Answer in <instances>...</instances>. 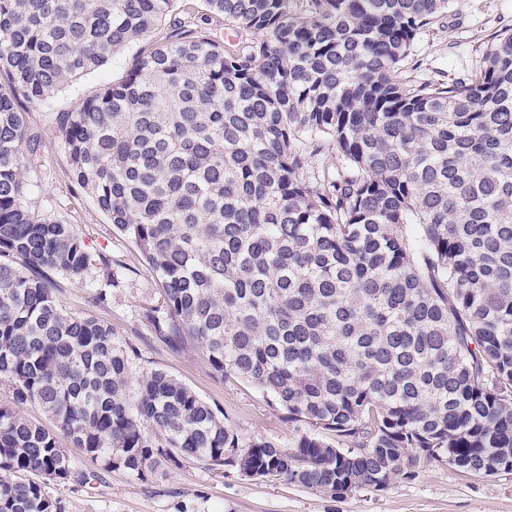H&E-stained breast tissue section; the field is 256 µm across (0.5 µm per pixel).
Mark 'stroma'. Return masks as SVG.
I'll return each instance as SVG.
<instances>
[{
  "mask_svg": "<svg viewBox=\"0 0 512 512\" xmlns=\"http://www.w3.org/2000/svg\"><path fill=\"white\" fill-rule=\"evenodd\" d=\"M505 27H512V0H457L448 16L421 34L409 68L411 78L468 77L481 66L491 38ZM131 59V51H124L48 101L21 105L41 148L27 174L36 186L26 197L28 205L80 225L87 244L127 268L108 306L96 305L90 289L78 280L64 282L57 299L67 312L111 324L136 352L130 363L133 374L165 371L234 424L243 440L263 439L291 447L297 432L285 411L248 384L222 380L196 350L177 352L151 335L143 313L158 299L154 274L136 247L113 231L91 196L70 176L57 113L72 110L103 84L120 80ZM81 466L92 472L87 486L52 491L63 500L65 512H512V473L471 475L437 462L421 463L415 479L397 481L385 491L359 489L341 498L284 482L250 479L231 469L218 478L193 462L145 482L86 460Z\"/></svg>",
  "mask_w": 512,
  "mask_h": 512,
  "instance_id": "obj_1",
  "label": "stroma"
}]
</instances>
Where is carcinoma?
Listing matches in <instances>:
<instances>
[{
    "mask_svg": "<svg viewBox=\"0 0 512 512\" xmlns=\"http://www.w3.org/2000/svg\"><path fill=\"white\" fill-rule=\"evenodd\" d=\"M0 0V512H65L73 446L140 481L198 461L343 497L426 461L512 472V28L482 68L406 76L454 0ZM165 29L125 76L60 112L72 179L139 250L163 298L145 325L312 430L243 441L162 370L137 378L98 303L112 259L21 201L20 102ZM336 154L331 167L314 158Z\"/></svg>",
    "mask_w": 512,
    "mask_h": 512,
    "instance_id": "carcinoma-1",
    "label": "carcinoma"
}]
</instances>
